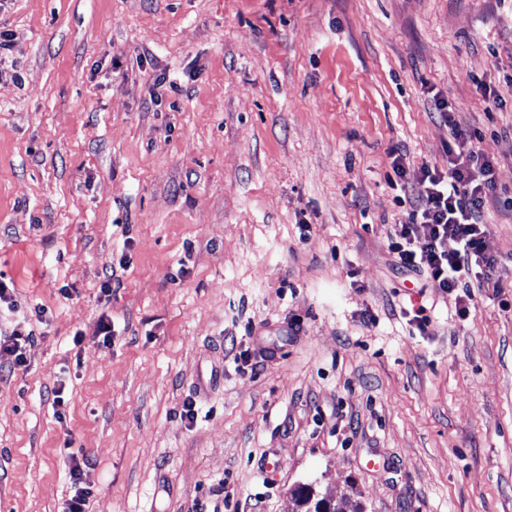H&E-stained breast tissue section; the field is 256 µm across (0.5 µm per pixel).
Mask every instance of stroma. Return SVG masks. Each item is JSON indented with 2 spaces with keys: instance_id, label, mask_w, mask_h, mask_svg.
Here are the masks:
<instances>
[{
  "instance_id": "obj_1",
  "label": "stroma",
  "mask_w": 512,
  "mask_h": 512,
  "mask_svg": "<svg viewBox=\"0 0 512 512\" xmlns=\"http://www.w3.org/2000/svg\"><path fill=\"white\" fill-rule=\"evenodd\" d=\"M0 31V335H35L0 349V512H63L77 465L86 512H512V0H0ZM452 121L495 183L464 320L388 250Z\"/></svg>"
}]
</instances>
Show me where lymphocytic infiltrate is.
I'll return each instance as SVG.
<instances>
[{"label":"lymphocytic infiltrate","instance_id":"1","mask_svg":"<svg viewBox=\"0 0 512 512\" xmlns=\"http://www.w3.org/2000/svg\"><path fill=\"white\" fill-rule=\"evenodd\" d=\"M455 151L448 170L423 167L417 200L399 222L389 249L406 272L421 274L445 292L461 291L459 318L470 314L468 286L494 259L485 230L483 209L494 190L491 165L472 135L452 128ZM455 241L447 249V241Z\"/></svg>","mask_w":512,"mask_h":512}]
</instances>
